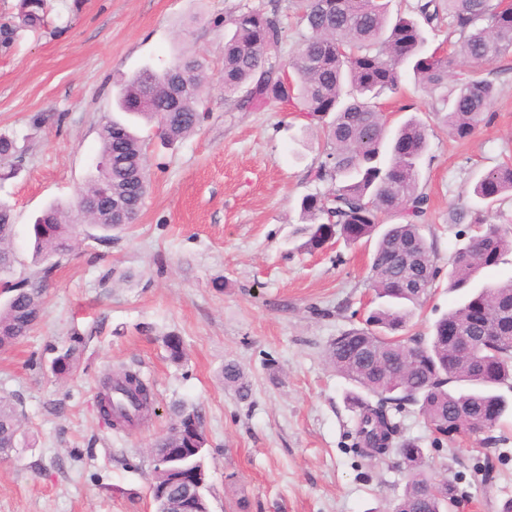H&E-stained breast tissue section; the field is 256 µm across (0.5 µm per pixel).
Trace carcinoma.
Returning <instances> with one entry per match:
<instances>
[{
  "label": "carcinoma",
  "mask_w": 512,
  "mask_h": 512,
  "mask_svg": "<svg viewBox=\"0 0 512 512\" xmlns=\"http://www.w3.org/2000/svg\"><path fill=\"white\" fill-rule=\"evenodd\" d=\"M301 34L296 54L283 69L285 30L276 14L244 8L227 15L224 42V98L241 94L236 104L292 106L321 125L328 150L309 170V178L328 184L300 203L302 223L309 225L306 246L322 247L339 235L349 243L376 239L369 286L380 307L363 328H352L332 340L327 358L336 372L360 390L351 396L356 409L353 448L371 457H400L411 470L405 494L395 512H448L454 498L448 482L421 470L423 449L397 441L395 413L406 403L419 405L427 421L442 434L463 413L471 427L490 431L512 408L500 393L512 391V277L478 283L482 270L512 254V219L487 221L486 213L512 199V165H498L479 176L465 194L471 202L452 210L454 224H473L477 231L450 261L449 288L462 300L433 325L428 338L405 343L394 336L406 324L421 296L401 287L411 266L403 252L436 271L434 244L423 234L429 196L419 188L420 163L428 151L427 125L411 117L393 128L380 112L377 98L397 92L404 78L438 93L433 112L443 115L448 134L472 137L491 120L494 83L474 70L455 72L459 60L476 64L512 58V11L499 0H416L412 13L391 17L382 0H300ZM46 0H20L16 23L0 26V45L10 46L17 29L45 27ZM448 28L454 49L429 50L427 30ZM456 74L453 85L448 77ZM206 67L197 56L181 57L161 71L143 68L128 77L118 92L117 109L128 120L109 119L99 129L97 173L74 207L49 206L32 224L39 260L72 252L80 222L112 240V230L135 223L150 189L143 140L132 120L157 123L158 135L173 144L192 135L204 115L202 96ZM13 141L0 137V163L15 165ZM112 188V207L90 215L85 195ZM400 219L385 224L381 216ZM12 213L0 203V351L25 338L42 312V282L54 269L40 270L36 280L14 281ZM473 338L461 348L448 330ZM82 339L52 348L51 369L66 376L75 368ZM225 383L243 399L248 385L239 368L228 363ZM154 393L140 373L122 367L101 381L99 413L117 432H126L151 416ZM26 444L16 403L0 396V456ZM207 440L202 415L179 405L166 432L150 452V490L156 512H209L206 496Z\"/></svg>",
  "instance_id": "cac0c4a2"
}]
</instances>
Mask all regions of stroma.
Instances as JSON below:
<instances>
[{
  "mask_svg": "<svg viewBox=\"0 0 512 512\" xmlns=\"http://www.w3.org/2000/svg\"><path fill=\"white\" fill-rule=\"evenodd\" d=\"M248 6L277 10L291 57L302 32L292 0H48L45 30L0 46V134L21 158L15 172L0 166V200L12 210L19 279L39 268L35 217L72 203L94 170L120 85L191 54L209 74L193 135L166 148L152 126L136 128L151 187L135 224L108 243L81 235L45 283L40 321L0 352V395L17 403L29 441L0 459V512H155L149 448L176 403L202 414L210 512H392L404 492L407 472L353 449V386L326 360L333 338L377 303L372 243L305 245L300 202L322 189L308 171L326 149L323 133L292 107L242 109L224 98V18ZM478 71L498 93L491 123L466 140L448 135L413 79L379 100L392 121L414 115L429 127L420 186L438 277L413 311V337L459 299L448 261L473 228L450 223L451 209L480 174L512 164V73L495 63ZM168 334L183 341L181 362L169 358ZM75 335L79 363L57 377L51 349ZM119 363L139 369L156 395L155 416L129 433L114 432L96 406L100 379ZM228 363L244 372L248 398L225 384ZM395 419L400 439L422 448L424 469L453 488L451 512H502L512 501V415L491 434L451 438L418 406Z\"/></svg>",
  "mask_w": 512,
  "mask_h": 512,
  "instance_id": "1",
  "label": "stroma"
}]
</instances>
